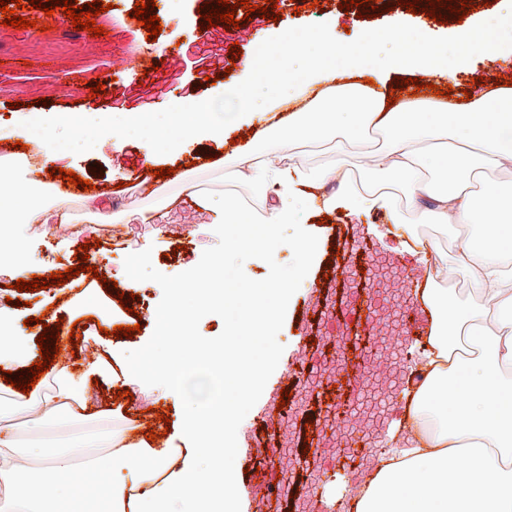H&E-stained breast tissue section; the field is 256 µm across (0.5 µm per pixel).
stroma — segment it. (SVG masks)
Instances as JSON below:
<instances>
[{"instance_id":"stroma-1","label":"stroma","mask_w":512,"mask_h":512,"mask_svg":"<svg viewBox=\"0 0 512 512\" xmlns=\"http://www.w3.org/2000/svg\"><path fill=\"white\" fill-rule=\"evenodd\" d=\"M113 7L99 14L103 27L102 36L73 25H56L53 18H46V30L32 31L0 25V129L11 126L8 117L9 103H30L38 99L49 101L53 112H92L106 108L111 112H124L148 101L153 111L164 112L177 102L195 98L223 100L225 95L243 83L246 72L243 66L233 68L230 75L214 81L210 71L199 62L190 47L203 38L199 32L198 10L205 0H178L169 5L168 0H156L155 13L163 29L156 41H149L143 26L133 18L131 11L136 0H112ZM339 0H319L318 8H311L308 0H279L276 10L279 21L261 18L259 13L245 14L237 10L240 28L224 32V46L238 45L242 57L252 56L262 44V36H277L283 32L294 33L321 24L330 23L342 29V40L356 41L362 28L394 21L412 20V13L405 8L389 5L381 0V16L360 18L355 12H344ZM118 57L148 59L156 63L154 77L144 76L141 70L114 71L112 61ZM102 83L104 97H91L92 84ZM142 85L143 100L129 98V87ZM249 126L227 129L223 141L183 139L177 148L167 153H152L147 142L140 139H122L106 144L92 153L56 151L49 162L76 173L92 184L93 194L104 191L116 193L120 208L139 206L152 208L166 199L177 196L181 202L171 211L165 225H123L119 255L110 257L105 247L99 246L101 213L107 212L105 204L87 210L82 197L72 201L76 234L61 237L44 235L43 227H28L26 241L27 264L31 273L37 274L57 260L70 261L78 255L80 244H88L91 258L100 260L102 273L109 282H123L124 270L130 250H137L145 258V267L134 289L135 300L128 310H121L118 296H109L112 307L118 308L117 325L129 327L137 323L133 313L138 309L149 310L143 328L135 336L114 338L97 334L89 327L88 312L78 311L81 289L72 285L51 286L46 289L17 291L0 287V308L7 299L17 300L16 316H34L47 325L61 323L63 331H75L80 337H95V349L102 354L119 347L134 351L150 343L155 336L154 312L162 308L168 297L170 283L189 277L194 267L208 262L224 251V227L220 224L197 225L192 241L185 249H177V241L170 234L173 225L182 223L190 209L191 194H209L218 198L231 194L242 201H249L246 184L240 181L232 163L234 140L249 134ZM184 167L185 178L180 182L156 178L152 194L142 193L137 175L152 173L159 167ZM336 184L324 186L310 201L296 224L283 225L280 231L284 242L279 248L274 264L259 258L228 256L224 266L227 281H234L239 272H246L254 281L266 280L271 269H278L281 276H294L300 264L298 254L288 243L299 236L316 241L318 253L308 270L307 277L298 279L287 309L278 317L274 330L276 350L270 368L265 372L260 392L247 403L240 414L241 441L232 462L236 478V492L240 512H252V492L263 488L268 503L265 512H294L292 500L281 494L275 479L288 473L296 488H303L310 471L328 474L322 482L320 498L337 499L346 504L351 496L350 479L361 470L360 457L346 453L331 454L325 451L324 436L330 433V422L324 421L327 408L345 402L350 393L346 382L320 384L307 395H300L299 385L315 376L316 372L337 355H344L348 364H355L368 341L363 323L358 318L357 301L367 292L369 282L365 271L374 260H395L402 266L410 282H425L426 258L413 252L406 236L395 224L389 222L385 211L376 210L359 219L346 214L326 213L324 201L335 193ZM355 270V278H348L347 270ZM197 332L208 340L225 343V360L233 362L241 375H249V364L237 356L238 343L227 339L230 328V309L223 294L205 304L195 320ZM349 328L355 339L352 351L339 352L335 335L340 328ZM288 391V399H281V391ZM134 400L127 406L130 416H142L144 410L156 409L158 416L151 426L162 432L165 424L162 413L178 419L181 402L161 384L130 389ZM292 420L297 439L306 440L308 450L300 454L299 462L284 467L278 450V435L273 425L278 421ZM264 448L263 456H256V448Z\"/></svg>"}]
</instances>
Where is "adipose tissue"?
<instances>
[{
    "instance_id": "1",
    "label": "adipose tissue",
    "mask_w": 512,
    "mask_h": 512,
    "mask_svg": "<svg viewBox=\"0 0 512 512\" xmlns=\"http://www.w3.org/2000/svg\"><path fill=\"white\" fill-rule=\"evenodd\" d=\"M477 26L496 33L471 42L458 32L438 38L419 20L367 27L345 45L335 27L310 28L278 37L279 61L248 58L247 79L225 104L178 103L162 125L143 105L129 111L125 127L104 115L95 125L68 128L76 147L137 135L169 150L181 137L221 139L227 127L262 113L266 125L255 146L234 154L247 165L257 208L230 195L219 202L202 195L195 205L199 216L217 214L228 225L225 254L274 262L279 226L299 223L313 190L329 183L338 189L326 209L359 216L380 208L394 223L410 215L448 232L451 246L438 252L435 272L470 280L473 296L461 299L432 282L419 289L430 316L426 372L403 390L404 412L391 426L404 440L397 463L377 468L352 512H512V181L478 180L489 165L512 171V86L489 79L465 103L406 93L397 107L386 105L392 77L445 75L475 55L512 61V19L484 17ZM362 73L371 83L355 82ZM373 132L379 139L371 145ZM331 142L364 150L365 163L317 166L301 152ZM5 166L11 174L0 175V222L69 218L68 199L49 196L28 163ZM223 267V256L214 257L188 282L171 286L154 340L137 352L91 358L79 376L57 360L47 373L52 390L33 388L0 404V512H239L227 459L240 446V408L259 389L267 364H254L250 384L225 386L215 347L195 333L190 299L204 294ZM292 290V280L274 272L228 287L225 301L241 329L271 350L273 321L253 307L269 300L284 311ZM40 355L30 331L0 315V369L19 373ZM154 374L183 401L179 461L148 441L136 420L88 396L90 379L125 386ZM91 418L116 425L65 447L20 437L25 425ZM461 450L465 465L449 467Z\"/></svg>"
}]
</instances>
